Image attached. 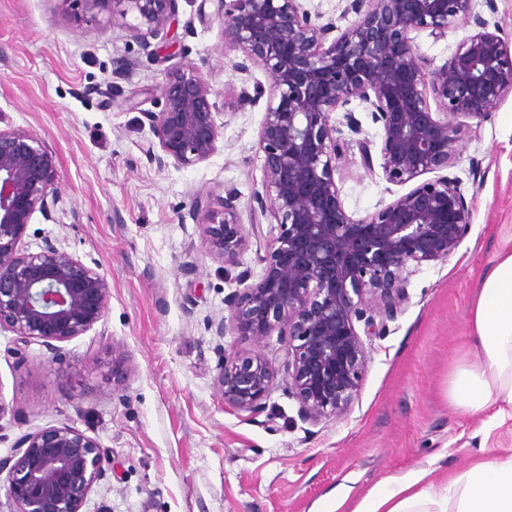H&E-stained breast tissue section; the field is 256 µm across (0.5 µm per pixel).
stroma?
Masks as SVG:
<instances>
[{
	"label": "stroma",
	"mask_w": 512,
	"mask_h": 512,
	"mask_svg": "<svg viewBox=\"0 0 512 512\" xmlns=\"http://www.w3.org/2000/svg\"><path fill=\"white\" fill-rule=\"evenodd\" d=\"M213 5L178 0L166 43L146 56L110 9L83 0H0V126L31 131L52 153L61 196L55 221L34 214L25 243L43 239L95 267L110 284L106 315L86 335L53 352L34 342L14 354L0 333V458L20 434L69 424L96 437L112 469L83 512H331L340 492L360 500L378 481L419 468L436 477L469 468L476 448H512V419L468 416L448 404L454 363L475 360L464 336L484 270L512 248V92L456 145L457 178L470 226L445 262L409 278L410 300L386 335L367 343L368 369L344 418L302 422L298 404L275 380L264 412L224 405L216 380L225 351L284 355L277 337L261 344L213 336L210 319L258 280L278 234L259 215L264 193L258 136L265 101L241 102V89L268 84L244 56L223 51ZM209 19H200V12ZM512 49V0H472L447 37L415 42L434 65L477 31L476 20ZM132 66L120 92L112 73ZM200 69L215 89L224 135L215 152L189 167H158L144 148L143 111L154 110L165 71ZM346 213L361 219L405 189L366 170L348 144L335 172ZM235 187L249 244L236 265L201 246L192 211L198 196ZM124 374L112 376V357Z\"/></svg>",
	"instance_id": "stroma-1"
}]
</instances>
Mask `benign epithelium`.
Here are the masks:
<instances>
[{
  "label": "benign epithelium",
  "instance_id": "1",
  "mask_svg": "<svg viewBox=\"0 0 512 512\" xmlns=\"http://www.w3.org/2000/svg\"><path fill=\"white\" fill-rule=\"evenodd\" d=\"M92 12L107 4L142 50L163 39L177 0H83ZM223 48L240 51L270 80L240 97H267L259 132L266 200L279 234L259 280L227 298L228 315L208 329L285 345L275 363L259 354L224 353L217 387L228 408L264 411L282 376L298 416L317 425L346 416L367 372L365 341L386 334L409 303V276L445 262L460 245L471 214L459 181H425L359 220L347 215L334 173L345 140L332 122L366 105L381 129L387 182L405 185L445 170L465 120L482 118L512 92V54L501 37L479 31L440 66L422 56L412 34L448 35L471 0H349L357 19L338 30L300 0H214ZM134 15V22L127 21ZM161 109L146 112L153 139L145 153L159 167H193L208 159L223 135L216 91L193 66L168 72ZM442 111L430 110L429 98ZM237 192L196 199L193 219L211 257L234 264L248 247ZM59 202L55 160L37 134L0 128V332L48 349L91 331L110 301L107 278L45 239L31 252L24 237L35 213L54 220ZM362 329H357V325ZM111 470L98 440L69 425L22 434L14 454L0 458V482L15 512H81Z\"/></svg>",
  "mask_w": 512,
  "mask_h": 512
}]
</instances>
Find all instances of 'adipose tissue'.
I'll use <instances>...</instances> for the list:
<instances>
[{"mask_svg": "<svg viewBox=\"0 0 512 512\" xmlns=\"http://www.w3.org/2000/svg\"><path fill=\"white\" fill-rule=\"evenodd\" d=\"M466 345L476 362L455 365L451 405L479 415L494 403L512 407V251L499 252L485 270L468 316ZM420 469L372 486L351 512H512V449L495 457L478 452L464 472L434 489Z\"/></svg>", "mask_w": 512, "mask_h": 512, "instance_id": "ef3b65f1", "label": "adipose tissue"}]
</instances>
